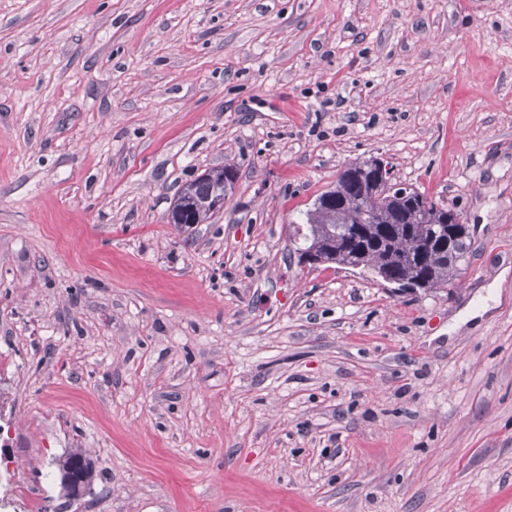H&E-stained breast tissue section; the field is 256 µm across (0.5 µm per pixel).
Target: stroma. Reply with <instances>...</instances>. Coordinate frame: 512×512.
I'll use <instances>...</instances> for the list:
<instances>
[{
  "label": "stroma",
  "mask_w": 512,
  "mask_h": 512,
  "mask_svg": "<svg viewBox=\"0 0 512 512\" xmlns=\"http://www.w3.org/2000/svg\"><path fill=\"white\" fill-rule=\"evenodd\" d=\"M370 158L462 214L452 284L299 264ZM33 504L512 512V0H0V512ZM231 176L233 183L236 177L235 169L231 166L209 171L188 183L178 194L170 214L174 225L180 229L192 224H203L213 216L212 201L217 196L213 208H224V193L226 177ZM183 219L179 221L177 216ZM55 465L58 471L61 474V480L66 489L71 493L75 494L73 492L72 488L68 483L65 482V479L70 472L71 468L74 465H78V468L82 474V480H83V487L90 484L91 478H92V465H91V459L83 453L80 449H75L71 451L68 455L65 457H60L55 460Z\"/></svg>",
  "instance_id": "1"
}]
</instances>
